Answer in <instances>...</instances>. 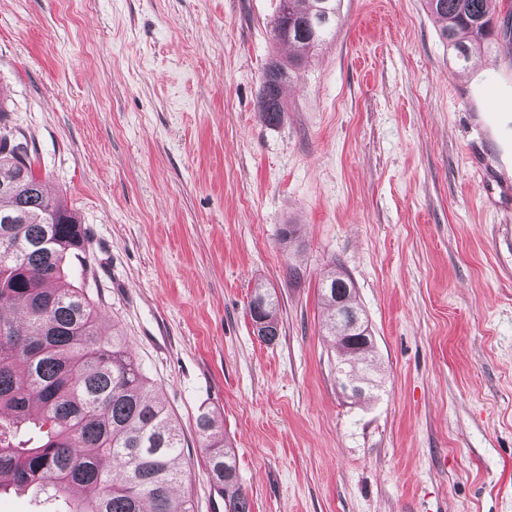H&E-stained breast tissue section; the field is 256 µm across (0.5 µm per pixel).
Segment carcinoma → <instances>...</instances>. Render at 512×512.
I'll use <instances>...</instances> for the list:
<instances>
[{
	"label": "carcinoma",
	"instance_id": "cac0c4a2",
	"mask_svg": "<svg viewBox=\"0 0 512 512\" xmlns=\"http://www.w3.org/2000/svg\"><path fill=\"white\" fill-rule=\"evenodd\" d=\"M507 4L504 18L497 3ZM459 62L492 42L512 52V0H426ZM338 0H280L273 39L299 49L273 59L261 77L259 116L267 126L285 112L281 87L336 28ZM0 488L43 494L62 512H192L172 491L183 481L180 424L154 395L149 378L116 329L102 332L99 304L81 288H64L67 257L86 250L76 214L48 195L28 144L0 127ZM325 325L339 350L337 378L355 398L377 387L366 360L373 336H361L347 311L360 312L341 271L322 279ZM254 332L279 336L278 300L255 287L248 305ZM206 471L224 491L225 512H251L231 442L208 412L196 419Z\"/></svg>",
	"mask_w": 512,
	"mask_h": 512
}]
</instances>
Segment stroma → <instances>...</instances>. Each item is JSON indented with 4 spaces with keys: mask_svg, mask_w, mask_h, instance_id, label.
<instances>
[{
    "mask_svg": "<svg viewBox=\"0 0 512 512\" xmlns=\"http://www.w3.org/2000/svg\"><path fill=\"white\" fill-rule=\"evenodd\" d=\"M278 7L0 0V120L90 242L65 281L179 421L194 512H224L203 411L252 512H512V56L457 62L425 0H340L268 127ZM334 266L382 368L361 403L322 328ZM260 282L272 345L248 315ZM248 310L257 336L267 344L274 343L280 331L277 298L263 286L257 285ZM197 433L207 450V477L213 486L224 491L225 512H251L250 500L239 482L237 461L231 442L219 429L209 412L196 419Z\"/></svg>",
    "mask_w": 512,
    "mask_h": 512,
    "instance_id": "obj_1",
    "label": "stroma"
}]
</instances>
